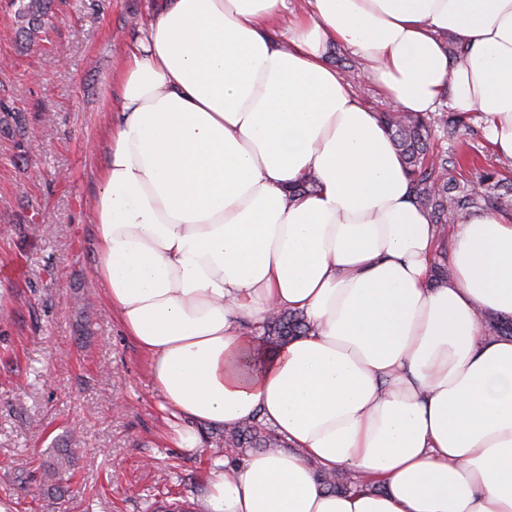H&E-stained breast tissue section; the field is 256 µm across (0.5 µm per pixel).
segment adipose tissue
I'll return each mask as SVG.
<instances>
[{
	"instance_id": "obj_1",
	"label": "adipose tissue",
	"mask_w": 512,
	"mask_h": 512,
	"mask_svg": "<svg viewBox=\"0 0 512 512\" xmlns=\"http://www.w3.org/2000/svg\"><path fill=\"white\" fill-rule=\"evenodd\" d=\"M169 0L106 78L93 277L196 428L260 414L288 450L215 463L205 512H512V218L439 231L342 45L403 112H479L512 165V0ZM468 45L459 61L447 40ZM314 177V191L288 189ZM276 310L304 336L261 338ZM323 471L359 486L327 490Z\"/></svg>"
}]
</instances>
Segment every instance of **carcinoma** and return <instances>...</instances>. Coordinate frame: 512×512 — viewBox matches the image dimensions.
<instances>
[{
    "label": "carcinoma",
    "instance_id": "cac0c4a2",
    "mask_svg": "<svg viewBox=\"0 0 512 512\" xmlns=\"http://www.w3.org/2000/svg\"><path fill=\"white\" fill-rule=\"evenodd\" d=\"M51 0H22L18 12L19 33L25 40L48 23ZM467 115L458 112L410 114L382 112L380 120L391 137L411 180L416 204L428 212L432 223L446 224L463 213L473 210L512 215V179L497 169L483 171L479 187L463 183V165L459 157L431 141L432 132H441V139L453 141L461 131L474 132L466 122ZM308 331L304 315L285 311L271 318L266 325V343L280 345ZM285 442L260 420L256 413L251 419L224 429V447L234 450L281 448ZM75 449L46 473L47 480H62L71 469ZM320 481L334 492H347L354 482L346 474H323Z\"/></svg>",
    "mask_w": 512,
    "mask_h": 512
}]
</instances>
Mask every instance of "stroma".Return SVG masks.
I'll return each mask as SVG.
<instances>
[{"instance_id":"35a3bbf8","label":"stroma","mask_w":512,"mask_h":512,"mask_svg":"<svg viewBox=\"0 0 512 512\" xmlns=\"http://www.w3.org/2000/svg\"><path fill=\"white\" fill-rule=\"evenodd\" d=\"M161 0H54L34 42L0 0V501L12 512H204L219 435L179 448L148 362L92 276L105 78ZM75 448L62 489L43 473Z\"/></svg>"}]
</instances>
